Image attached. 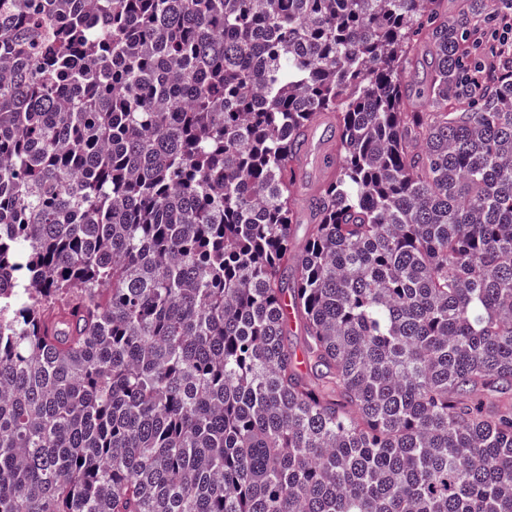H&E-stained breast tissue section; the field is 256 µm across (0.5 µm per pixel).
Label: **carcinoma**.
Instances as JSON below:
<instances>
[{"instance_id":"obj_1","label":"carcinoma","mask_w":512,"mask_h":512,"mask_svg":"<svg viewBox=\"0 0 512 512\" xmlns=\"http://www.w3.org/2000/svg\"><path fill=\"white\" fill-rule=\"evenodd\" d=\"M445 2L0 0V512H512V69ZM331 125L332 123L329 118L321 117L314 126L312 140L317 147L318 154L320 148H324L327 153L331 152L334 144V128H332ZM326 175L327 169L323 165L320 154L319 158H317L316 154L307 151L301 170L298 192L292 203L298 217L297 223L299 224L293 225L291 243L294 250L297 252L302 251L305 247L308 224L311 222V215L307 209V197Z\"/></svg>"}]
</instances>
